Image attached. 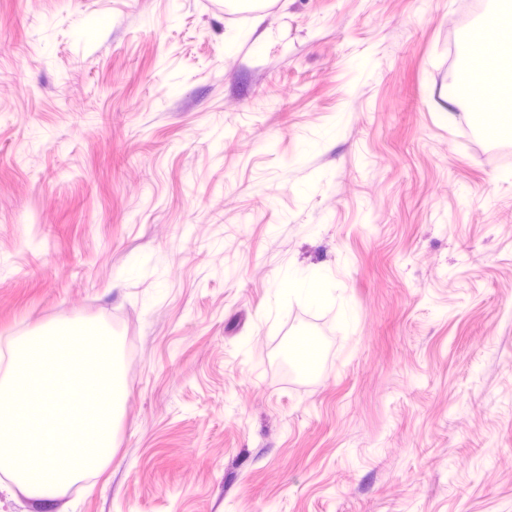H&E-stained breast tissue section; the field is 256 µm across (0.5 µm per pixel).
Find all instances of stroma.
<instances>
[{
	"label": "stroma",
	"instance_id": "obj_1",
	"mask_svg": "<svg viewBox=\"0 0 512 512\" xmlns=\"http://www.w3.org/2000/svg\"><path fill=\"white\" fill-rule=\"evenodd\" d=\"M497 28L0 0V345L111 324L125 392L62 512H512V127L448 92Z\"/></svg>",
	"mask_w": 512,
	"mask_h": 512
}]
</instances>
